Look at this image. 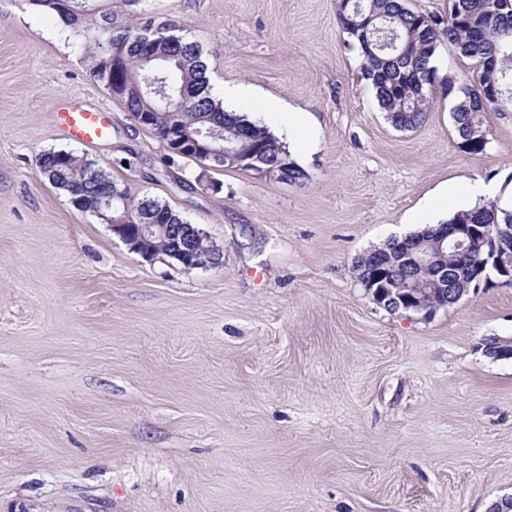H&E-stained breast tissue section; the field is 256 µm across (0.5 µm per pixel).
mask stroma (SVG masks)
I'll use <instances>...</instances> for the list:
<instances>
[{
    "instance_id": "stroma-1",
    "label": "stroma",
    "mask_w": 512,
    "mask_h": 512,
    "mask_svg": "<svg viewBox=\"0 0 512 512\" xmlns=\"http://www.w3.org/2000/svg\"><path fill=\"white\" fill-rule=\"evenodd\" d=\"M174 22L232 111L266 125L296 182L216 171L161 144L89 74L76 34L0 0V512H490L512 498V282L431 318L379 307L352 265L431 223L461 180L512 203V118L457 146L437 53L433 105L396 129L336 21V0H92ZM281 101L261 108L260 98ZM106 113L92 143L55 114ZM309 117L294 130V113ZM72 151L201 225L220 264L146 261L41 174Z\"/></svg>"
}]
</instances>
